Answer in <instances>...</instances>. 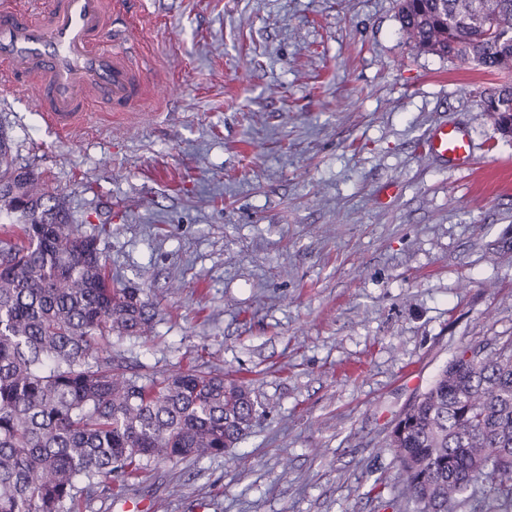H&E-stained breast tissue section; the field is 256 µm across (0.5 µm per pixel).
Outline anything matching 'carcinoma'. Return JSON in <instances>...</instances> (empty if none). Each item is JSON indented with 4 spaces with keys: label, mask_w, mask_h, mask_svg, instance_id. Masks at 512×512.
<instances>
[{
    "label": "carcinoma",
    "mask_w": 512,
    "mask_h": 512,
    "mask_svg": "<svg viewBox=\"0 0 512 512\" xmlns=\"http://www.w3.org/2000/svg\"><path fill=\"white\" fill-rule=\"evenodd\" d=\"M416 52L512 71V0H398ZM512 136V84L481 95ZM0 141V512H79L159 462L231 452L258 413L250 385L190 368L145 380L112 359L156 307L112 287L98 236L13 167ZM383 447L406 512H512V340L467 345Z\"/></svg>",
    "instance_id": "1"
}]
</instances>
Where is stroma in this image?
I'll return each mask as SVG.
<instances>
[{"label":"stroma","mask_w":512,"mask_h":512,"mask_svg":"<svg viewBox=\"0 0 512 512\" xmlns=\"http://www.w3.org/2000/svg\"><path fill=\"white\" fill-rule=\"evenodd\" d=\"M114 22L136 110L92 106L61 137L0 80V128L115 286L157 302L114 356L154 377L205 362L260 413L231 453L153 465L93 512H403L394 420L459 348L512 339L494 78L412 52L396 0H122ZM443 124L469 168L424 152Z\"/></svg>","instance_id":"1"}]
</instances>
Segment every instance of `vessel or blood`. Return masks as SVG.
I'll return each instance as SVG.
<instances>
[{"instance_id": "vessel-or-blood-1", "label": "vessel or blood", "mask_w": 512, "mask_h": 512, "mask_svg": "<svg viewBox=\"0 0 512 512\" xmlns=\"http://www.w3.org/2000/svg\"><path fill=\"white\" fill-rule=\"evenodd\" d=\"M116 34L106 0H0V65L22 77L43 123L67 132L96 101L119 112L139 105L145 95L139 69L114 47ZM424 151L468 166L464 134L448 125L434 127Z\"/></svg>"}]
</instances>
